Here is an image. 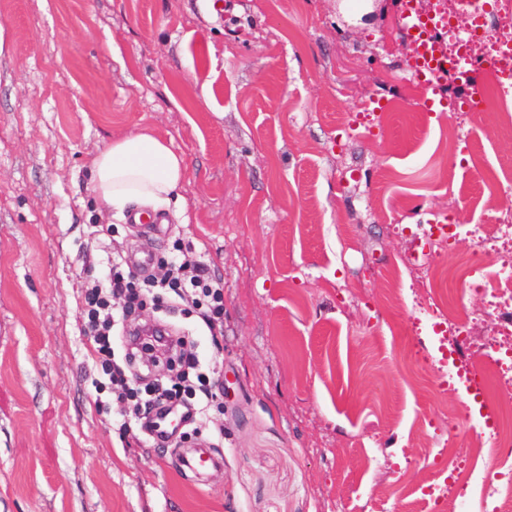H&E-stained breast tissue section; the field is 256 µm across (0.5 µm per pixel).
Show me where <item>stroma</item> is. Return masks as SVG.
Returning <instances> with one entry per match:
<instances>
[{
	"instance_id": "stroma-1",
	"label": "stroma",
	"mask_w": 512,
	"mask_h": 512,
	"mask_svg": "<svg viewBox=\"0 0 512 512\" xmlns=\"http://www.w3.org/2000/svg\"><path fill=\"white\" fill-rule=\"evenodd\" d=\"M372 5L0 0V512H436L441 470L458 512H492L465 476L505 485L512 457L448 377L412 255L442 212L461 233L432 265L484 256V290L449 293L485 365L508 254L470 231L512 210V124L411 86L396 0ZM138 128L189 170L190 218L160 207L156 255L181 246L224 281L222 352L194 313L144 310L223 384L204 481L176 461L193 436L119 430L80 333L84 283L141 244L92 162Z\"/></svg>"
}]
</instances>
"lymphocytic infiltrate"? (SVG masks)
<instances>
[{"label": "lymphocytic infiltrate", "mask_w": 512, "mask_h": 512, "mask_svg": "<svg viewBox=\"0 0 512 512\" xmlns=\"http://www.w3.org/2000/svg\"><path fill=\"white\" fill-rule=\"evenodd\" d=\"M160 264V274H139L125 257L113 255L105 277L82 294V332L93 346L113 398L126 406L121 423L124 430L144 428L154 410L170 405L186 408L187 423L199 432L209 427L218 380L202 372L198 355L186 348L181 336L167 342L168 348L177 352L175 374L146 383L129 376L128 366L136 356L134 347L142 336L140 329L129 328L128 322L136 316L143 298L152 295L174 306H191L211 338H218L224 333V284L212 277L207 263L200 259L188 261L174 255L161 258ZM117 335L125 339L120 360L112 347Z\"/></svg>", "instance_id": "lymphocytic-infiltrate-1"}]
</instances>
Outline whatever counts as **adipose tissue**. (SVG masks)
I'll return each instance as SVG.
<instances>
[{
  "mask_svg": "<svg viewBox=\"0 0 512 512\" xmlns=\"http://www.w3.org/2000/svg\"><path fill=\"white\" fill-rule=\"evenodd\" d=\"M184 158L147 131L112 141L93 160L98 200L116 212L132 205L160 207L188 181Z\"/></svg>",
  "mask_w": 512,
  "mask_h": 512,
  "instance_id": "ef3b65f1",
  "label": "adipose tissue"
}]
</instances>
